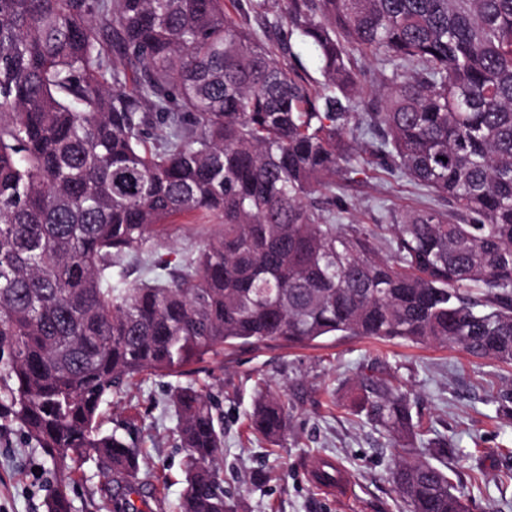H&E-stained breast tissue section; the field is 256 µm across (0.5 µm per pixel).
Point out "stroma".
I'll list each match as a JSON object with an SVG mask.
<instances>
[{
	"label": "stroma",
	"mask_w": 512,
	"mask_h": 512,
	"mask_svg": "<svg viewBox=\"0 0 512 512\" xmlns=\"http://www.w3.org/2000/svg\"><path fill=\"white\" fill-rule=\"evenodd\" d=\"M336 193L349 205L347 224H378L388 210L422 206L413 182L382 169ZM211 219L173 224L156 237V253L177 260L197 250ZM389 379L407 394L428 444L448 440L456 450L448 463L458 472L468 512H512V416L498 412L496 392L512 389V366L440 346H408L353 336L324 339L311 348L272 342L238 345L188 367L181 375L144 373L114 391L103 406L102 429L132 436L141 450L142 512H176L186 483L179 420L171 403L178 387L214 396L224 415L221 461L225 493L236 512H405L390 479L397 459L386 433L356 408L359 381ZM271 390L290 414L288 431L269 442L250 426L258 391ZM324 461L339 464L351 480L349 498L329 494L310 479ZM101 465L84 464L66 491L74 512H104ZM58 484L42 448L25 433L0 398V512H46Z\"/></svg>",
	"instance_id": "35a3bbf8"
}]
</instances>
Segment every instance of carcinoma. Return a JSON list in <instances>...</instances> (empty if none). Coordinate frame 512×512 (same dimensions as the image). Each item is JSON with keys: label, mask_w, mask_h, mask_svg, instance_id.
<instances>
[{"label": "carcinoma", "mask_w": 512, "mask_h": 512, "mask_svg": "<svg viewBox=\"0 0 512 512\" xmlns=\"http://www.w3.org/2000/svg\"><path fill=\"white\" fill-rule=\"evenodd\" d=\"M228 3L274 14L277 41ZM295 41L322 80L293 76ZM357 54L383 61L386 88L360 105ZM375 166L448 209L334 223L336 177ZM200 212L220 224L195 254L155 255ZM330 336L512 366V0H0V379L60 481L95 458L104 507L138 512L139 451L100 425L112 389L226 346ZM360 386L403 452L390 475L408 512H467L446 471L406 458L407 395ZM172 403L179 512H235L223 416L193 387ZM250 421L271 441L288 428L265 391ZM46 507L73 512L60 489Z\"/></svg>", "instance_id": "carcinoma-1"}]
</instances>
